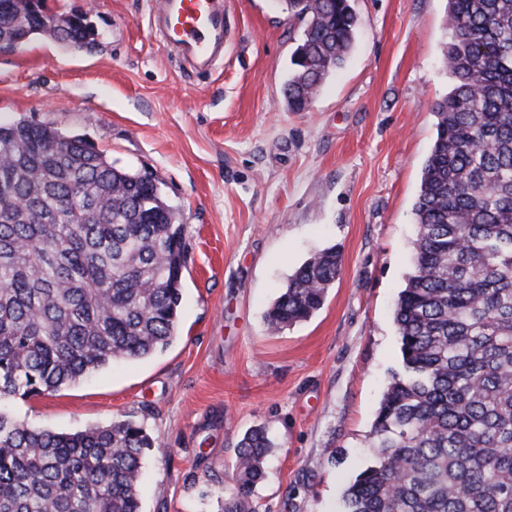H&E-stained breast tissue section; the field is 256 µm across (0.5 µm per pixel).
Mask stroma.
Wrapping results in <instances>:
<instances>
[{"mask_svg": "<svg viewBox=\"0 0 512 512\" xmlns=\"http://www.w3.org/2000/svg\"><path fill=\"white\" fill-rule=\"evenodd\" d=\"M154 2L53 0L86 14L96 45L39 35L0 52V121L50 124L155 172L189 244L178 333L9 409L56 432L143 423L161 448L143 460L142 512H222L236 443L264 425L274 446L255 512H339L400 366L393 307L450 87L446 0H354L347 62L301 112L283 98L301 28L273 0H224L230 40L204 73L166 48ZM331 245L342 269L322 309L270 332L289 276Z\"/></svg>", "mask_w": 512, "mask_h": 512, "instance_id": "1", "label": "stroma"}]
</instances>
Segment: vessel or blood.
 I'll list each match as a JSON object with an SVG mask.
<instances>
[{
  "mask_svg": "<svg viewBox=\"0 0 512 512\" xmlns=\"http://www.w3.org/2000/svg\"><path fill=\"white\" fill-rule=\"evenodd\" d=\"M155 15L166 43L200 65H209L224 46L228 28L215 0H158Z\"/></svg>",
  "mask_w": 512,
  "mask_h": 512,
  "instance_id": "obj_1",
  "label": "vessel or blood"
}]
</instances>
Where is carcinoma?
Listing matches in <instances>:
<instances>
[{
    "label": "carcinoma",
    "instance_id": "obj_1",
    "mask_svg": "<svg viewBox=\"0 0 512 512\" xmlns=\"http://www.w3.org/2000/svg\"><path fill=\"white\" fill-rule=\"evenodd\" d=\"M30 2L0 0L1 41L40 34ZM281 2L303 28L283 89L299 112L344 66L359 17L354 0ZM71 18L59 42H93ZM446 27L451 87L434 105L393 308L400 368L340 512H512V0H447ZM161 185L80 135L0 123V512H141V460L159 447L141 423L54 432L6 405L170 344L189 246ZM340 272L334 246L307 259L268 309L270 331L320 310ZM269 448L264 428L238 442L224 512H253Z\"/></svg>",
    "mask_w": 512,
    "mask_h": 512
}]
</instances>
